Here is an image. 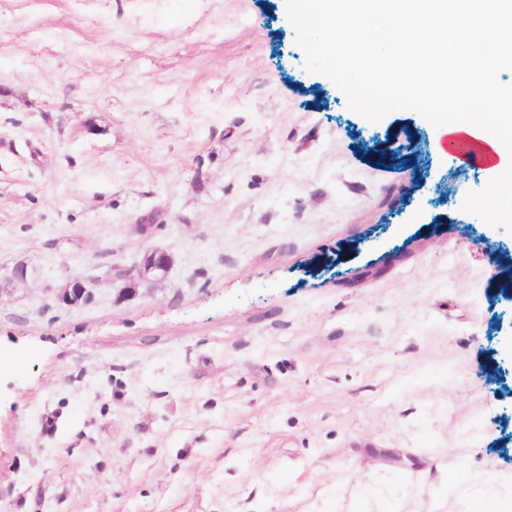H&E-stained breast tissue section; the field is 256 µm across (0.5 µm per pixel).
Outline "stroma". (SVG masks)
<instances>
[{
	"label": "stroma",
	"mask_w": 512,
	"mask_h": 512,
	"mask_svg": "<svg viewBox=\"0 0 512 512\" xmlns=\"http://www.w3.org/2000/svg\"><path fill=\"white\" fill-rule=\"evenodd\" d=\"M437 137L285 0H0V512H512V232Z\"/></svg>",
	"instance_id": "obj_1"
}]
</instances>
